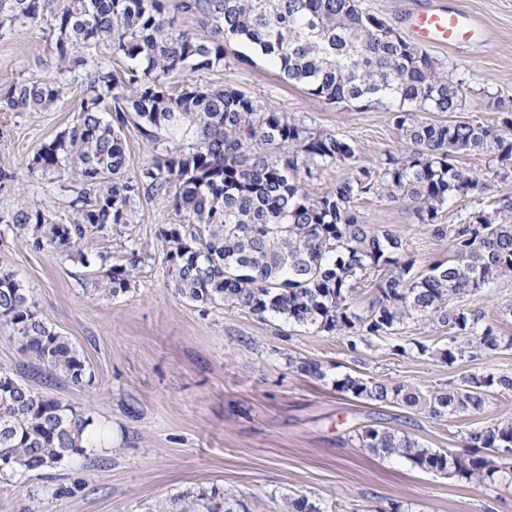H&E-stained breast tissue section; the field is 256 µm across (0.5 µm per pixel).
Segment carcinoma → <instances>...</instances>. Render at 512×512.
<instances>
[{
  "label": "carcinoma",
  "mask_w": 512,
  "mask_h": 512,
  "mask_svg": "<svg viewBox=\"0 0 512 512\" xmlns=\"http://www.w3.org/2000/svg\"><path fill=\"white\" fill-rule=\"evenodd\" d=\"M49 6L56 74L13 84L0 96L1 108L48 109L64 76L86 66V49L101 42L112 45L125 67L120 76L100 65L86 74L77 121L34 156L32 171L62 175L78 168L84 191L67 223L38 208L16 210L12 231L26 244L87 264L90 235L129 223L141 199L161 198L174 214V222L159 228L170 283L191 302L233 305L262 319L336 333L352 349L393 336L410 320H430L448 328V345L437 355L450 365L512 348V337L501 336L484 312L455 306L512 277L511 195L466 211L451 229L452 257L421 268L400 235L365 223L356 206L368 198L407 201L417 223L444 235V210L487 189L457 164V155L479 152L492 172L512 168V108L505 100L489 102L492 119L423 118V112L465 111V84L448 78L442 64L361 0H0V36L20 21L38 22ZM176 14L199 22L207 38L174 30ZM238 44L251 54L229 55ZM254 55L282 81L327 104L392 113L405 152L387 153L378 170L360 168L311 194L309 180L354 158L349 142L242 90L192 78L229 57L243 64ZM179 71L191 77L172 91L167 80ZM130 125L156 148L134 174L124 136ZM137 264L134 251L129 265L110 269L111 296L129 290ZM367 287L374 297L361 312L355 296ZM0 326L34 369L74 385L92 380L84 357L7 273H0ZM336 388L434 417L463 416L479 410L490 391L512 392V375L475 371L424 393L345 374ZM97 440L91 416L0 369V483L56 468ZM356 440L424 471L492 485L512 467L511 417L466 430L464 451L455 456L375 426L361 428ZM224 504L218 492L202 491L193 500L176 496L157 512H231ZM286 512L322 510L300 497L286 502Z\"/></svg>",
  "instance_id": "obj_1"
}]
</instances>
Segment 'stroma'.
<instances>
[{
	"label": "stroma",
	"instance_id": "1",
	"mask_svg": "<svg viewBox=\"0 0 512 512\" xmlns=\"http://www.w3.org/2000/svg\"><path fill=\"white\" fill-rule=\"evenodd\" d=\"M436 5L467 13L473 26L459 45L426 51L450 77L469 85L468 114L489 117V98L512 99V0H362L364 9L404 35L415 12ZM50 24L46 15L0 36V93L53 76ZM85 75L75 71L48 111H0V168L15 175L0 184V272L21 282L40 316L84 356L93 379L88 385L45 380L2 328L0 367L90 414L101 442L60 467L0 485V512H19L33 492L40 512H148L170 497L189 499L202 490L223 493L232 512H284L286 501L298 497L323 512H512V481L489 487L424 472L405 459L372 454L355 440L361 427L373 425L459 453L470 426L512 417V393L490 395L473 414L435 418L356 399L335 385L348 373L444 389L483 366L512 373V348L448 365L435 355L447 345L448 331L428 321L353 350L343 337L273 316L189 302L170 286L158 230L171 222L172 210L160 200L142 202L130 223L91 235L85 264L16 239L6 220L17 207L39 208L59 220L73 213L81 188L77 172L61 177L29 166L44 143L76 121ZM201 79L243 90L353 144L352 165L323 171L310 183L313 193L350 169H377L385 153L404 150L391 113L318 101L281 81L264 60L241 65L231 59ZM357 208L366 223L400 233L417 261L448 257L449 238L415 223L409 203L362 200ZM134 253L140 262L129 291L110 296L108 269L127 264ZM422 344L429 354L419 353ZM304 361L321 363L324 377L301 373Z\"/></svg>",
	"mask_w": 512,
	"mask_h": 512
}]
</instances>
